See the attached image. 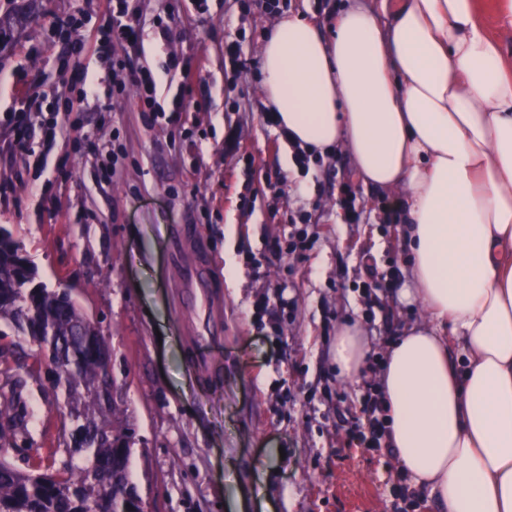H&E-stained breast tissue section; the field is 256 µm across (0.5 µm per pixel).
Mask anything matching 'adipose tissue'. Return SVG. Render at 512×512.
Returning a JSON list of instances; mask_svg holds the SVG:
<instances>
[{"mask_svg":"<svg viewBox=\"0 0 512 512\" xmlns=\"http://www.w3.org/2000/svg\"><path fill=\"white\" fill-rule=\"evenodd\" d=\"M268 108L315 156L394 193L425 310L386 352L389 444L440 512H512V70L476 0H349L334 33L284 12L260 55ZM359 325L336 366L359 376Z\"/></svg>","mask_w":512,"mask_h":512,"instance_id":"1","label":"adipose tissue"}]
</instances>
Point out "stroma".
Instances as JSON below:
<instances>
[{"label": "stroma", "mask_w": 512, "mask_h": 512, "mask_svg": "<svg viewBox=\"0 0 512 512\" xmlns=\"http://www.w3.org/2000/svg\"><path fill=\"white\" fill-rule=\"evenodd\" d=\"M135 7L142 42L115 52L150 68L166 108L181 92L170 59L198 65L186 94L200 109L185 125L150 121L134 86L113 99L112 67L93 53L106 0H0V25L12 31L0 51V225L48 287L74 288L105 337L147 512H393L394 455L336 449L362 382L342 380L333 356L340 321H359L368 349L383 352L387 337L425 315L417 298L401 297L410 256L400 225L385 221L389 194L357 184L342 151L301 172L264 123L258 61L277 15L240 22L238 0H207L202 13L194 0ZM65 17L77 29L59 26ZM161 20L172 23L170 40L154 33ZM236 38L245 62L237 73L224 67V44ZM81 66L100 83L78 126L49 146L37 131L16 146L8 115L36 95L65 117ZM108 158L115 173L106 180ZM345 182L362 211L356 224L339 205ZM245 193L254 202L243 208ZM301 231L309 249L279 253L277 242ZM186 241L203 264L215 322L175 283ZM369 263L397 274L370 304L357 289ZM261 300L267 312H257ZM7 365L26 381L30 436L8 454L24 469L61 446L64 398L28 337L0 336Z\"/></svg>", "instance_id": "obj_1"}]
</instances>
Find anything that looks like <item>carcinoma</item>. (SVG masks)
Wrapping results in <instances>:
<instances>
[{
    "mask_svg": "<svg viewBox=\"0 0 512 512\" xmlns=\"http://www.w3.org/2000/svg\"><path fill=\"white\" fill-rule=\"evenodd\" d=\"M30 337L50 362L59 356L77 357L76 370L63 371L51 380L63 388L67 414L76 415L81 437L70 432L57 448L27 470L14 466L1 454L6 439L26 432L24 412L10 383L9 367L0 369V512H124L132 500L103 494L104 477L98 465L120 454L121 471L129 473L134 428L116 412L115 379L99 358L81 353L85 337H105L76 301H59L38 280L36 269L24 255V246L0 226V326Z\"/></svg>",
    "mask_w": 512,
    "mask_h": 512,
    "instance_id": "obj_1",
    "label": "carcinoma"
}]
</instances>
